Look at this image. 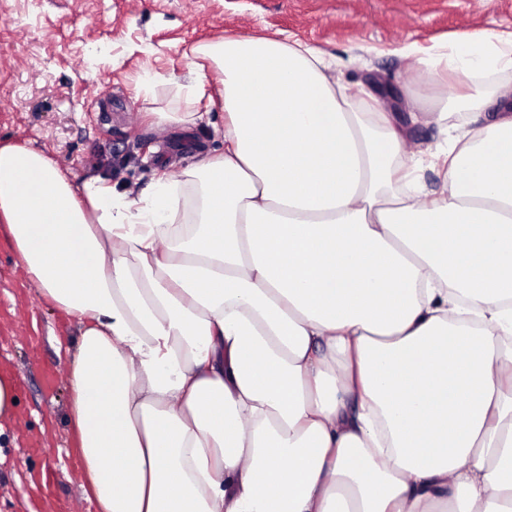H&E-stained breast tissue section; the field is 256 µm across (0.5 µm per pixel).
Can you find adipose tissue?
<instances>
[{"instance_id":"1","label":"adipose tissue","mask_w":512,"mask_h":512,"mask_svg":"<svg viewBox=\"0 0 512 512\" xmlns=\"http://www.w3.org/2000/svg\"><path fill=\"white\" fill-rule=\"evenodd\" d=\"M224 150L114 193L0 146V235L75 320L69 425L97 512H512V84L453 126L440 193L411 118L288 40L197 49ZM480 108L512 34L424 60ZM197 206L175 222L184 188Z\"/></svg>"}]
</instances>
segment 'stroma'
Returning a JSON list of instances; mask_svg holds the SVG:
<instances>
[{"mask_svg":"<svg viewBox=\"0 0 512 512\" xmlns=\"http://www.w3.org/2000/svg\"><path fill=\"white\" fill-rule=\"evenodd\" d=\"M480 30L512 32V0H0V143L42 149L74 185L100 175L116 191H139L224 149L223 76L196 56L199 45H314L361 94L392 90L405 115L457 93L456 83L430 82L423 60ZM196 71L204 121L152 125L150 112L182 111L179 86ZM78 336L0 237V369L20 384V422L0 447V512H45L34 480L49 467L60 472L56 502L94 512L82 498L56 350Z\"/></svg>","mask_w":512,"mask_h":512,"instance_id":"stroma-1","label":"stroma"}]
</instances>
